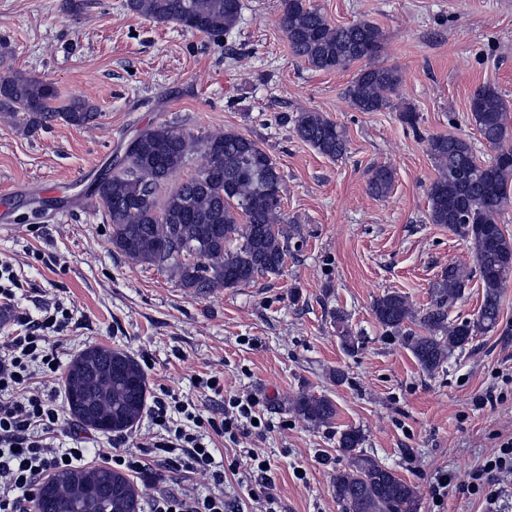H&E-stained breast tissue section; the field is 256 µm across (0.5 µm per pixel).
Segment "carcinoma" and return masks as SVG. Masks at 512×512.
<instances>
[{
	"mask_svg": "<svg viewBox=\"0 0 512 512\" xmlns=\"http://www.w3.org/2000/svg\"><path fill=\"white\" fill-rule=\"evenodd\" d=\"M127 8L156 23L172 22L210 36L235 29L242 11L241 0H127ZM280 25L294 55L315 69L343 70L366 62L345 90L355 110L391 107L403 74L396 65L376 63L384 42L377 25L357 20L334 26L305 0H283ZM511 111L492 84L471 97V122L483 138L503 150H512ZM0 112L23 113L29 132L55 118L83 126L96 116L88 100L72 98L59 106L50 85L17 72L0 75ZM291 122L296 136L319 154L339 159L347 153L345 131L321 113L299 112ZM196 152L203 160L196 175L157 202L156 190ZM427 152L436 169L427 191L428 220L469 244L482 303L472 320L448 319L472 276L466 268L450 265L433 284L428 307L418 310L405 295L392 291L373 301L372 312L382 327L402 337L420 368L433 374L474 336L498 327L501 290L512 277V237L498 224V215L512 203V161L483 162L466 139L452 134L429 137ZM281 181L266 151L240 133L224 131L199 144L175 127L159 125L127 145L123 165L98 178L95 194L111 222L115 249L135 262L165 265L182 287L203 293L282 272L301 228L288 223L277 195ZM394 181L391 167L377 165L367 187L371 195L385 197ZM183 248L194 250L197 261L180 260ZM411 324L422 333L415 334ZM63 384L70 414L94 431H127L146 408L145 371L120 349H83L70 362ZM292 410L315 427L336 416V406L323 395L302 393ZM363 442L362 433L352 428L338 438V447L352 458L332 482L342 512H419L417 488L365 454ZM47 483L48 491L40 489L35 495L33 512H103L107 505L112 512H140L138 485L107 465L61 470Z\"/></svg>",
	"mask_w": 512,
	"mask_h": 512,
	"instance_id": "cac0c4a2",
	"label": "carcinoma"
}]
</instances>
